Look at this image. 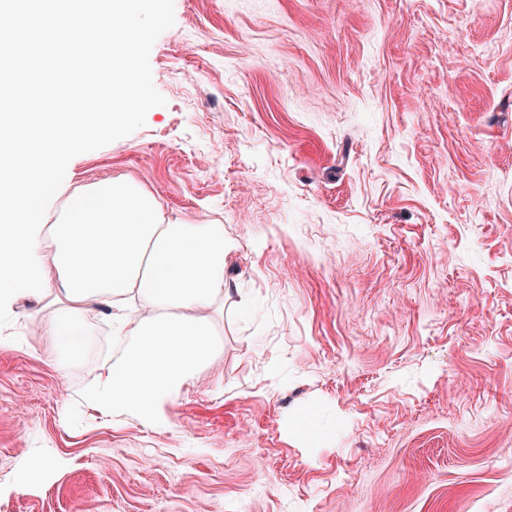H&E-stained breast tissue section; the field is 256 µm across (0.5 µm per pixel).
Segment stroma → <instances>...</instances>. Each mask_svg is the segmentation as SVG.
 Masks as SVG:
<instances>
[{
	"label": "stroma",
	"mask_w": 512,
	"mask_h": 512,
	"mask_svg": "<svg viewBox=\"0 0 512 512\" xmlns=\"http://www.w3.org/2000/svg\"><path fill=\"white\" fill-rule=\"evenodd\" d=\"M165 105L74 157L234 245L172 427L77 407L0 327V512H512V0H174ZM60 468L23 493L27 456Z\"/></svg>",
	"instance_id": "stroma-1"
}]
</instances>
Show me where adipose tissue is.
<instances>
[{"label": "adipose tissue", "instance_id": "adipose-tissue-1", "mask_svg": "<svg viewBox=\"0 0 512 512\" xmlns=\"http://www.w3.org/2000/svg\"><path fill=\"white\" fill-rule=\"evenodd\" d=\"M37 240L50 273L52 312L40 323L48 356L64 369L77 364L92 343L86 314L107 303L120 355L78 397L113 422L169 430L166 406L223 348L213 319L202 315L224 307L223 225L164 221L153 196L104 179L70 196ZM133 302L149 312L134 324L125 315Z\"/></svg>", "mask_w": 512, "mask_h": 512}]
</instances>
